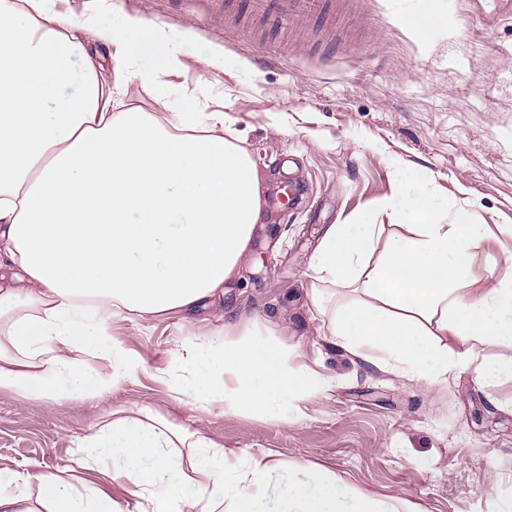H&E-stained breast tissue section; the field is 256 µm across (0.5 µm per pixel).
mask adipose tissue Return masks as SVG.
Returning <instances> with one entry per match:
<instances>
[{"label": "adipose tissue", "instance_id": "obj_1", "mask_svg": "<svg viewBox=\"0 0 512 512\" xmlns=\"http://www.w3.org/2000/svg\"><path fill=\"white\" fill-rule=\"evenodd\" d=\"M424 35L444 20L428 0H389ZM94 38L162 105L122 107L101 78ZM181 66L169 31L124 16L58 11L57 0H0V390L75 407L128 381L132 356L107 334L124 312L189 310L222 288L264 214L265 179L221 131L225 116L167 82ZM485 225L453 223L431 192L331 225L314 256L311 301L332 308L330 342L429 385L473 368L512 378V251L480 285L474 248ZM464 347H448L447 337ZM158 377L196 412L215 404L277 420L330 379L288 362L258 321L239 337L177 341ZM99 482L16 474L0 512H415L339 486L327 468L269 449L233 451L146 406L112 411L80 444ZM122 486L128 501L112 498Z\"/></svg>", "mask_w": 512, "mask_h": 512}]
</instances>
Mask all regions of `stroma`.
Segmentation results:
<instances>
[{
  "label": "stroma",
  "instance_id": "1",
  "mask_svg": "<svg viewBox=\"0 0 512 512\" xmlns=\"http://www.w3.org/2000/svg\"><path fill=\"white\" fill-rule=\"evenodd\" d=\"M59 8L98 13L107 26L121 15L165 26L182 61L169 82L205 83L203 106L226 113L269 192L222 294L188 315L113 318L108 335L144 361L132 381L76 409L0 391V485L17 472L63 475L107 411L139 403L225 448L319 464L380 499L405 497L417 512H497L512 494V379L482 383L468 368L429 386L336 349L330 309L311 302V263L329 225L428 190L443 212L465 209L488 225L476 271L495 278L512 249V15L487 26L496 0H434L447 23L423 37L387 0H336L337 17L304 20L291 36L250 17L246 0H61ZM100 53L125 103L159 113L155 91L129 78L109 47ZM212 54L223 55V70L205 69ZM288 181L299 189L290 208L277 201ZM254 318L287 344L290 363L329 377L331 390L278 420L219 408L199 418L156 378L174 339Z\"/></svg>",
  "mask_w": 512,
  "mask_h": 512
}]
</instances>
